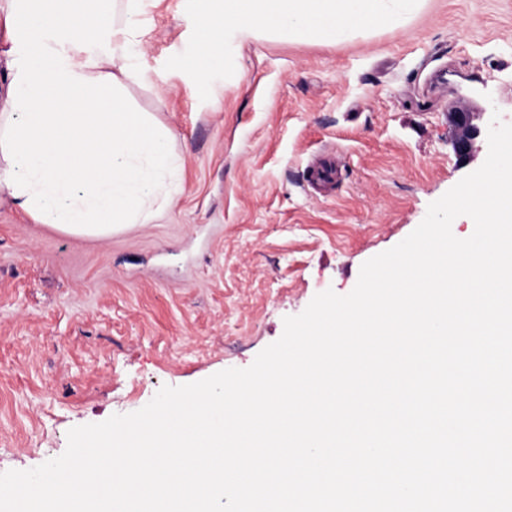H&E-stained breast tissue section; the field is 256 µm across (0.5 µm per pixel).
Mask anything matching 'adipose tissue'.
<instances>
[{"instance_id":"1","label":"adipose tissue","mask_w":512,"mask_h":512,"mask_svg":"<svg viewBox=\"0 0 512 512\" xmlns=\"http://www.w3.org/2000/svg\"><path fill=\"white\" fill-rule=\"evenodd\" d=\"M0 0L15 59L0 101V190L39 223L92 236L156 219L180 189L174 129L124 93L142 0Z\"/></svg>"}]
</instances>
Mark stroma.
<instances>
[{
  "instance_id": "stroma-1",
  "label": "stroma",
  "mask_w": 512,
  "mask_h": 512,
  "mask_svg": "<svg viewBox=\"0 0 512 512\" xmlns=\"http://www.w3.org/2000/svg\"><path fill=\"white\" fill-rule=\"evenodd\" d=\"M186 0H150L133 107L174 128L182 189L154 221L93 238L38 223L0 193V473L62 455L75 426L143 408L165 385L246 368L313 297L355 287L460 162L457 106L512 124V0H425L404 28L339 42H233L235 73L201 101L166 69ZM333 149L332 184L306 186Z\"/></svg>"
}]
</instances>
